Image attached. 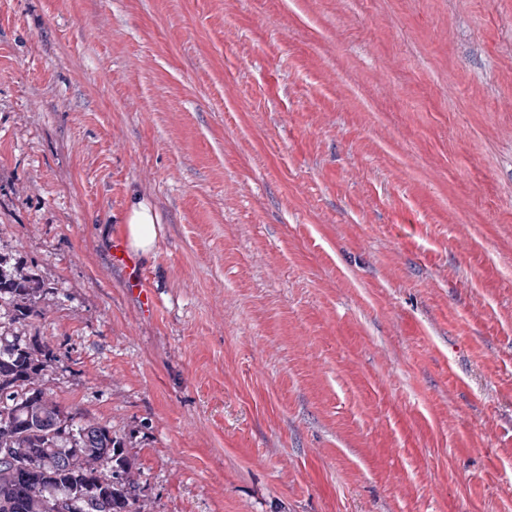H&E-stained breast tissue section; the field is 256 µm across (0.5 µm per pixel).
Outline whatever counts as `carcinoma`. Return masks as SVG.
<instances>
[{
  "instance_id": "carcinoma-1",
  "label": "carcinoma",
  "mask_w": 512,
  "mask_h": 512,
  "mask_svg": "<svg viewBox=\"0 0 512 512\" xmlns=\"http://www.w3.org/2000/svg\"><path fill=\"white\" fill-rule=\"evenodd\" d=\"M42 288L0 258L10 324L44 315ZM55 360L39 336L0 335V512H147L112 426L67 411L42 388Z\"/></svg>"
}]
</instances>
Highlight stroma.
Wrapping results in <instances>:
<instances>
[{"label": "stroma", "instance_id": "stroma-1", "mask_svg": "<svg viewBox=\"0 0 512 512\" xmlns=\"http://www.w3.org/2000/svg\"><path fill=\"white\" fill-rule=\"evenodd\" d=\"M0 256L148 512H512V0H0ZM127 238L130 248L136 254H148L156 246L159 216L153 206L134 191L128 201L125 217Z\"/></svg>", "mask_w": 512, "mask_h": 512}]
</instances>
